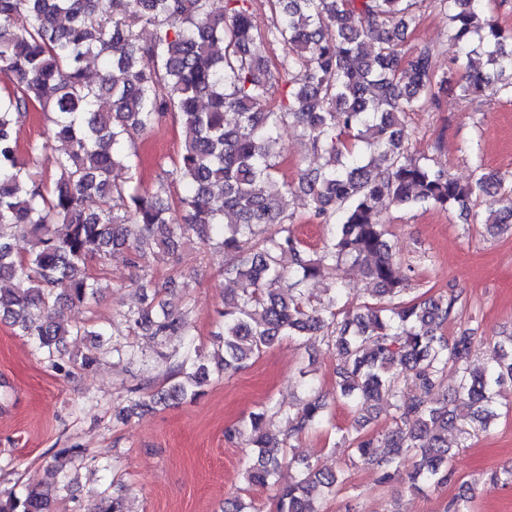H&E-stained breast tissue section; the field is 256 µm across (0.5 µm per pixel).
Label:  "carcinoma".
<instances>
[{"instance_id": "carcinoma-1", "label": "carcinoma", "mask_w": 512, "mask_h": 512, "mask_svg": "<svg viewBox=\"0 0 512 512\" xmlns=\"http://www.w3.org/2000/svg\"><path fill=\"white\" fill-rule=\"evenodd\" d=\"M252 2L224 0L217 14L210 0H0V81L10 87L0 95V320L57 373L71 363L91 369L108 354L134 360L139 347L112 342L104 327L52 322L48 314L64 302L98 301L108 284L92 265L114 251L126 250L144 288L149 256L195 237L224 252V278L244 284L224 296L216 332L224 354L202 353L188 310L175 313L153 299L119 312L129 331L167 352L160 353L164 385L148 378L131 389L116 419L195 399L284 336H319L338 360L336 397L363 411L385 400L395 412V428L382 435L362 433L363 416L356 436L342 437L357 459L377 466L387 483L412 454L410 486L442 483L456 415L448 399L434 404L427 396L453 365L473 429L489 428L501 408H512V400H497L512 383V336L495 341L492 364L478 369L470 364L478 329L445 332L460 296L394 302L410 276L399 273L379 216L391 207L468 210L484 196L512 194V174L478 163L463 184L437 168L414 151L406 125L407 114L450 92L512 95V32L486 11L487 0H437L464 58L453 61L464 69L458 79H438L430 49L404 60L418 0H267L272 24L264 33L254 29ZM146 26L154 28L148 41L140 35ZM266 43L286 47L274 68L262 55ZM90 60L103 69L97 83L86 77ZM295 69L302 82L269 107L281 73ZM31 106L51 115L57 159L49 182L31 169L42 145L20 149L14 114ZM168 115L183 129L177 160L150 188L115 181L116 171L136 168L133 136ZM290 123L323 159L295 182L281 173L277 149V130ZM176 185L186 192L172 202ZM297 191L314 219L332 225L315 251L288 212ZM90 196L100 199L98 209L85 206ZM486 224L496 234L512 229V206L490 212ZM348 263L373 281L376 301L349 306L340 279ZM325 276L328 296L310 298L307 283ZM84 336L90 350L65 359L66 342ZM326 410L317 397L278 413L292 437L321 427ZM266 415L252 412L228 430L251 449L244 481L275 489L276 512H320L318 499L335 491L338 474L305 460L285 474L292 461L267 431ZM56 457L75 469L95 460L77 445ZM52 503L42 488L0 491V512H52ZM94 512L130 510L106 492Z\"/></svg>"}]
</instances>
